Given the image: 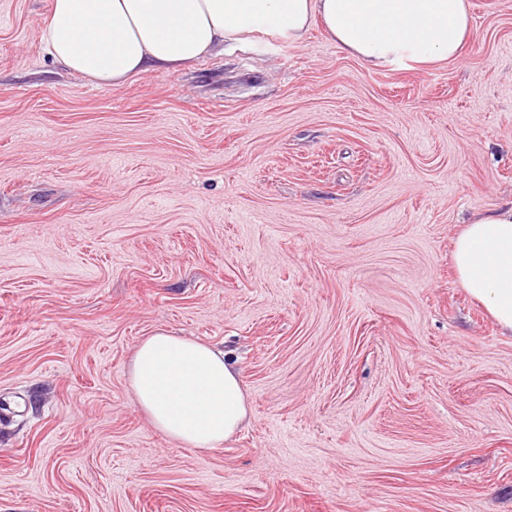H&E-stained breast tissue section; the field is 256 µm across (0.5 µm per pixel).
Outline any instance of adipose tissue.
<instances>
[{
    "label": "adipose tissue",
    "mask_w": 512,
    "mask_h": 512,
    "mask_svg": "<svg viewBox=\"0 0 512 512\" xmlns=\"http://www.w3.org/2000/svg\"><path fill=\"white\" fill-rule=\"evenodd\" d=\"M316 23L371 69L457 62L474 38L469 0H52L41 40L55 62L112 88L256 33L296 43ZM452 260L462 287L512 333V206L471 219ZM130 385L152 425L195 450L220 446L248 417L226 353L183 336L143 339Z\"/></svg>",
    "instance_id": "ef3b65f1"
}]
</instances>
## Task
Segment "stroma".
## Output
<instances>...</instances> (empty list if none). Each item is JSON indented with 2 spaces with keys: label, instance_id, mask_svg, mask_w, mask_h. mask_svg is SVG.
<instances>
[{
  "label": "stroma",
  "instance_id": "stroma-1",
  "mask_svg": "<svg viewBox=\"0 0 512 512\" xmlns=\"http://www.w3.org/2000/svg\"><path fill=\"white\" fill-rule=\"evenodd\" d=\"M0 0V512H512V335L452 243L512 204V0L460 62L313 27L108 89ZM229 353L209 451L137 407L136 345Z\"/></svg>",
  "mask_w": 512,
  "mask_h": 512
}]
</instances>
